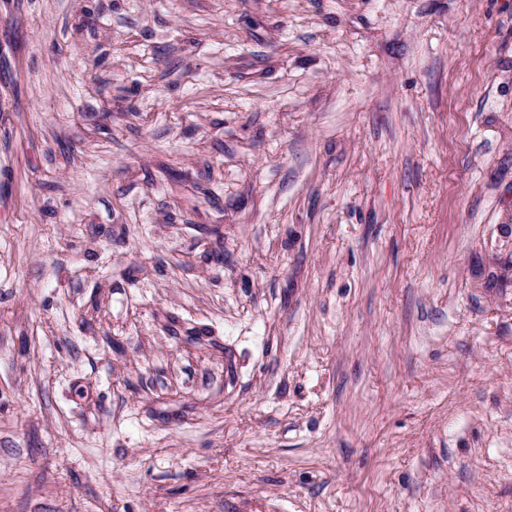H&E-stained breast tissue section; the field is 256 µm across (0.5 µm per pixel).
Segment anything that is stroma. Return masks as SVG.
Instances as JSON below:
<instances>
[{
  "instance_id": "stroma-1",
  "label": "stroma",
  "mask_w": 512,
  "mask_h": 512,
  "mask_svg": "<svg viewBox=\"0 0 512 512\" xmlns=\"http://www.w3.org/2000/svg\"><path fill=\"white\" fill-rule=\"evenodd\" d=\"M512 0H0V512H512Z\"/></svg>"
}]
</instances>
